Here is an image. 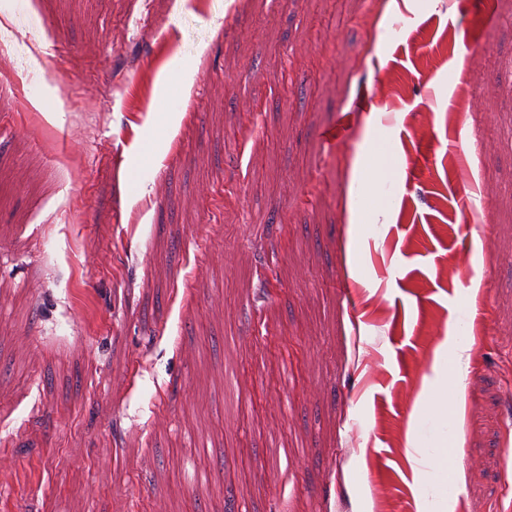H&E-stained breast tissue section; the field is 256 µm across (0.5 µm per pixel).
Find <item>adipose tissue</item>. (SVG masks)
Returning <instances> with one entry per match:
<instances>
[{
  "label": "adipose tissue",
  "instance_id": "1",
  "mask_svg": "<svg viewBox=\"0 0 512 512\" xmlns=\"http://www.w3.org/2000/svg\"><path fill=\"white\" fill-rule=\"evenodd\" d=\"M370 156L366 153L357 154L349 168L348 212H349V242L348 263L357 267L361 262L362 245L366 232V218L358 209V196L364 191L365 175L369 169ZM458 352V380L454 382L452 397L436 396L433 406L436 411L451 420L449 430L444 431L440 445L433 451V471L425 483V495L432 501L447 500L449 487H462L464 474L455 466H448V457H461L465 445L464 415H465V386L461 380L471 361V346L468 342L459 340L454 344Z\"/></svg>",
  "mask_w": 512,
  "mask_h": 512
}]
</instances>
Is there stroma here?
<instances>
[{
	"label": "stroma",
	"instance_id": "obj_1",
	"mask_svg": "<svg viewBox=\"0 0 512 512\" xmlns=\"http://www.w3.org/2000/svg\"><path fill=\"white\" fill-rule=\"evenodd\" d=\"M414 3L371 27L364 0H0V47L54 63L0 72V512H425L463 320L448 508L512 512V435L487 445L512 423V0L488 24ZM176 57L197 73L169 141ZM361 150L385 207L355 274ZM471 182L488 225L462 222ZM369 153H358L351 161L349 168L348 185V212H349V242H348V263L352 269L361 262L362 245L366 232V217L358 209V196L361 191H372L370 186L364 182L365 175L369 169ZM453 346L458 351V369L455 376L454 392L448 404V392L446 395H438L433 400V406L443 417L452 421V426L444 430L440 445L430 454L434 459L433 472L425 483V499L431 502L448 500V486L456 489L464 484V474L458 467H447L448 456L460 458L463 455L465 445L464 415H465V386L462 382L463 375L467 372L471 361V346L460 339Z\"/></svg>",
	"mask_w": 512,
	"mask_h": 512
}]
</instances>
